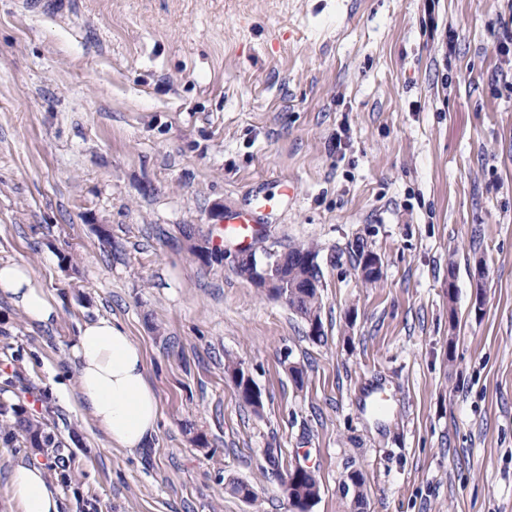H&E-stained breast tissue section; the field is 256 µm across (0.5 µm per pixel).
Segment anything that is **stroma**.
I'll return each instance as SVG.
<instances>
[{
	"label": "stroma",
	"mask_w": 512,
	"mask_h": 512,
	"mask_svg": "<svg viewBox=\"0 0 512 512\" xmlns=\"http://www.w3.org/2000/svg\"><path fill=\"white\" fill-rule=\"evenodd\" d=\"M500 14L512 0H0V260L59 309L43 329L0 294V402L49 404L61 512H291L298 464L310 512H351L354 469L362 512H512ZM231 211L256 251L316 248L322 341L237 274L236 243L189 253ZM100 317L145 354V447H110L76 404L70 347ZM293 481L294 475L286 476L284 484L288 486ZM301 493L305 497L316 498L317 500L320 496V485L313 472L309 473L301 468H296V480L288 487V496L291 497L295 494L296 497H300Z\"/></svg>",
	"instance_id": "stroma-1"
}]
</instances>
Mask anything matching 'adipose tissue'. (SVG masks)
Here are the masks:
<instances>
[{"instance_id": "1", "label": "adipose tissue", "mask_w": 512, "mask_h": 512, "mask_svg": "<svg viewBox=\"0 0 512 512\" xmlns=\"http://www.w3.org/2000/svg\"><path fill=\"white\" fill-rule=\"evenodd\" d=\"M0 293L32 322L47 327L57 317L51 296L26 264L0 261ZM70 354L78 404L110 447H143L157 430L160 404L141 346L117 322L100 317L80 326ZM10 484L20 512H59V492L44 469L17 464Z\"/></svg>"}]
</instances>
